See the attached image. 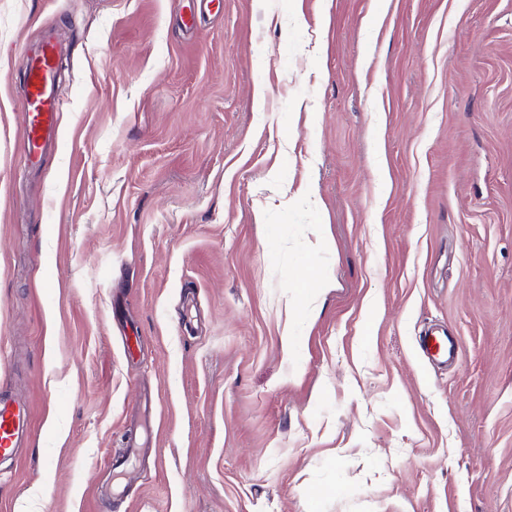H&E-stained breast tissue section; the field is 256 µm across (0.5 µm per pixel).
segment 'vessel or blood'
<instances>
[{
    "label": "vessel or blood",
    "mask_w": 512,
    "mask_h": 512,
    "mask_svg": "<svg viewBox=\"0 0 512 512\" xmlns=\"http://www.w3.org/2000/svg\"><path fill=\"white\" fill-rule=\"evenodd\" d=\"M60 49L45 39L26 66L27 123L24 131L25 160L35 163L54 142L57 114L64 102L56 85V57ZM28 401L0 395V460L12 458L31 428Z\"/></svg>",
    "instance_id": "vessel-or-blood-1"
}]
</instances>
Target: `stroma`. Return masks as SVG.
I'll list each match as a JSON object with an SVG mask.
<instances>
[{
    "label": "stroma",
    "instance_id": "obj_1",
    "mask_svg": "<svg viewBox=\"0 0 512 512\" xmlns=\"http://www.w3.org/2000/svg\"><path fill=\"white\" fill-rule=\"evenodd\" d=\"M0 392V512H512V0H0ZM59 52L57 43L48 37L26 66L24 145L25 160L30 165L55 141L57 114L64 105L56 85V57ZM28 401L0 395V460L11 459L31 428Z\"/></svg>",
    "mask_w": 512,
    "mask_h": 512
}]
</instances>
